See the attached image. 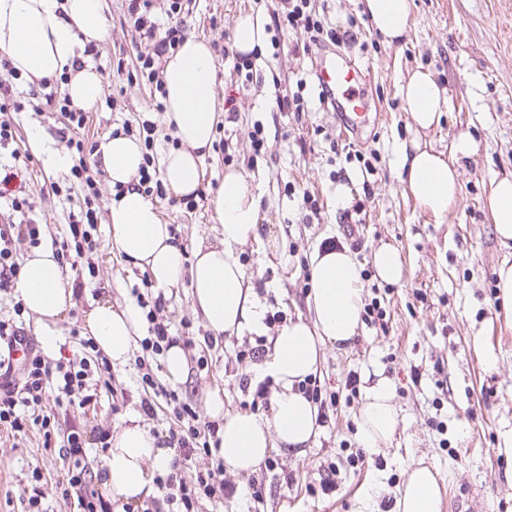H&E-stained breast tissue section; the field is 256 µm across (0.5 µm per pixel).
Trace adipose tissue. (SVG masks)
Returning a JSON list of instances; mask_svg holds the SVG:
<instances>
[{
    "label": "adipose tissue",
    "instance_id": "adipose-tissue-1",
    "mask_svg": "<svg viewBox=\"0 0 512 512\" xmlns=\"http://www.w3.org/2000/svg\"><path fill=\"white\" fill-rule=\"evenodd\" d=\"M372 29L385 43L403 41L411 16V0H362ZM107 31L105 0H0V55L31 84L67 75L64 90L77 107L90 109L102 94L101 75L92 67L74 69L88 44ZM268 40L264 14L238 15L232 48L248 54L263 52ZM217 60L211 45L187 36L163 63L164 120L177 141L160 163V176L178 197L197 195L204 178L203 161L213 144L218 114L215 105ZM399 95L415 130L437 127L448 109L447 91L430 68L411 70ZM144 147L133 136L116 134L99 144L95 159L112 184L108 205V236L112 249L148 271L154 286L172 288L188 280L194 309L214 336L263 328V311L235 251L259 236L260 199L249 177L230 169L211 199L223 227L221 244H198L193 262L163 223L156 207L140 191L138 172ZM398 167L404 195L422 213L442 222L459 190V172L443 152L419 139L398 147ZM488 208L502 246L512 248V176L494 181ZM362 268L348 248L328 246L315 252L307 298L311 320L288 321L275 336L271 356L257 371L278 386L270 421L239 412L225 414L220 393H213L207 412L220 420L219 454L238 472L254 470L273 445L303 450L317 434L319 411L297 385L314 375L325 344L345 345L361 327ZM19 293L25 308L41 326L47 352L57 349L55 324L72 307L67 285L51 247L34 249L19 273ZM141 316L133 307L95 304L85 315L83 334L92 338L112 364L127 363ZM388 383L369 388L361 410V432L367 447L376 448L394 433L397 415ZM171 449L159 447L142 426L126 425L117 432L100 466L99 490L106 498L134 502L153 491V473L166 469ZM437 480L426 467L413 468L397 501V512H440Z\"/></svg>",
    "mask_w": 512,
    "mask_h": 512
}]
</instances>
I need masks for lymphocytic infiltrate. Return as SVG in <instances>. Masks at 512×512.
<instances>
[{
  "mask_svg": "<svg viewBox=\"0 0 512 512\" xmlns=\"http://www.w3.org/2000/svg\"><path fill=\"white\" fill-rule=\"evenodd\" d=\"M127 13L133 23L136 44L145 46L140 54V72L148 81L160 79L159 63L171 51L181 45L185 33L179 16L183 10V0H170L166 14L173 23L166 31H159L153 19L156 0H126ZM284 25L300 32L304 38V50L330 42L339 44L352 40L353 31L329 26L324 18L310 7L311 0H285ZM47 106L58 107L65 126L71 135L67 146L74 152L75 163L71 174L88 189H95L96 181L86 163L88 144L81 137L89 120L88 113L76 107L70 100H55L46 96ZM16 169L8 168L0 173V200H7L9 211H0V293H11L15 288L20 271L16 245L28 242L38 245L42 242V227L35 220L25 218L29 209L27 199L14 194L13 181L18 177ZM136 303L145 312L148 322V336L140 341L144 353L152 356L163 355L175 343L169 322L161 319L165 308L163 296L146 298L143 292H136ZM71 339L78 353L65 362L51 363L41 351L30 350L22 368H14L10 346L25 342L23 327L13 320L0 319V430L18 435L27 433L30 428L40 427L43 433L44 448H51L54 426L50 416L44 415L46 399H53L57 408L71 410L85 408L94 403L96 396L91 391L93 375L109 370L107 357L96 348L92 340L79 334ZM144 395L140 407L145 415L156 412L158 401H165L175 424L169 427L165 436L160 437L159 445L174 449V459L168 470L156 477L159 495L151 505L143 510H135L133 505H125L123 512H200L203 502H223L237 491L234 481L226 477L224 460L218 455L219 439L217 422H201L195 406L180 399L177 390H163L161 397H154L157 384L153 373L142 376ZM109 430L101 429L95 436H88L83 428L73 426L63 433L60 455L67 463L64 473L56 483L63 500H76L78 512H112V504L97 493L93 486V475L84 459L89 441H97L101 447L109 445ZM204 457L202 466L192 467L191 461Z\"/></svg>",
  "mask_w": 512,
  "mask_h": 512,
  "instance_id": "f902f5d3",
  "label": "lymphocytic infiltrate"
}]
</instances>
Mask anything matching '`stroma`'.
Here are the masks:
<instances>
[{
  "label": "stroma",
  "mask_w": 512,
  "mask_h": 512,
  "mask_svg": "<svg viewBox=\"0 0 512 512\" xmlns=\"http://www.w3.org/2000/svg\"><path fill=\"white\" fill-rule=\"evenodd\" d=\"M110 27L92 63L103 79V94L84 137L99 143L118 131H136L142 120L157 126L155 154L174 145L162 113L154 109L157 92L138 71L139 53L126 15L125 0H106ZM326 22L345 24L355 19L364 41L351 45L350 54L364 68L374 102L358 134L344 131L333 112L319 109L315 84L310 83L314 52L302 49V37L286 32L276 47L256 59L253 77L231 80L232 42L238 14L280 11V0H193L183 14L185 32L220 47L216 99L220 111L216 141L228 151L210 150L204 159L203 188L193 210L169 200H155L163 222L170 224L186 253L198 243L217 244L223 227L210 197L226 167L250 174L260 194L257 239L238 246L237 254L255 287L264 312H282L284 319L307 315L310 259L327 243L344 245L362 264L365 301L385 310L384 323L362 321L358 336L344 347L325 345L315 379L323 394L336 403L328 408L321 429L308 447L296 452L271 449L267 462L250 473L232 472L240 486H261L259 500L226 498L204 503L205 512H396L407 471L424 465L436 472L441 487V512H455L456 497L468 498L469 512H512V323L507 322L496 297L495 271L512 262V249L503 248L495 234L487 197L493 179L512 173V0H412L411 25L404 41L389 46L371 28L361 0H312ZM433 70L446 89L448 110L426 142L449 151L463 135L477 150L457 157L460 190L443 223L437 224L401 190L396 145L414 135L398 93L409 70ZM308 79L312 105L294 116L278 111L280 89ZM0 86L11 87L24 108L13 117L15 144L0 148L9 159L13 147L29 150L32 160L24 173L22 195L32 205L31 218L43 226L44 239L68 232L70 215L95 209L97 249L90 268L73 271L68 259L60 266L67 282L81 281L73 307L56 329L58 351L50 362L72 354L71 329L81 327L91 302L133 304V288L144 271L114 252L107 237L112 187L93 165L98 195L86 201L79 180L49 164L51 152L66 153L62 117L57 109L29 106L24 79L0 69ZM262 124L267 141L263 155H254L249 133ZM232 164H225V155ZM371 168H364V160ZM59 192H52V184ZM314 195L319 213L304 221L303 194ZM364 212L358 242L342 229V216L354 203ZM396 248L404 260L400 282L377 280L371 266L373 251ZM164 320L173 331L188 329L195 344L187 350L188 374L177 389L183 400L206 413V399L219 390L227 413L250 406L239 389L242 374L257 367L241 358L254 333L227 336L215 347L205 345L209 331L191 308L190 290L179 285L165 293ZM483 336L494 364L476 350L474 336ZM125 366L111 367L112 388L98 396L94 409L68 413L67 422L92 430H117L135 420L151 431L167 429L169 416L147 417L141 411L142 371L136 361L140 346ZM207 365H199V357ZM388 381L397 428L378 450L365 448L359 413L368 388ZM335 464L332 489H321L319 470ZM64 462L47 451L38 430L14 436L0 431V512H27L25 491L33 468L43 474V512H70L55 488Z\"/></svg>",
  "instance_id": "obj_1"
}]
</instances>
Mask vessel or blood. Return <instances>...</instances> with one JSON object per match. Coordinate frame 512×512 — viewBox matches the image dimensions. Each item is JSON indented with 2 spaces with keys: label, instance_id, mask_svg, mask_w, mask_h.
Masks as SVG:
<instances>
[{
  "label": "vessel or blood",
  "instance_id": "b4317fda",
  "mask_svg": "<svg viewBox=\"0 0 512 512\" xmlns=\"http://www.w3.org/2000/svg\"><path fill=\"white\" fill-rule=\"evenodd\" d=\"M314 77L320 91L332 103L341 127L358 132L370 101L355 58L337 50H324L314 65Z\"/></svg>",
  "mask_w": 512,
  "mask_h": 512
}]
</instances>
